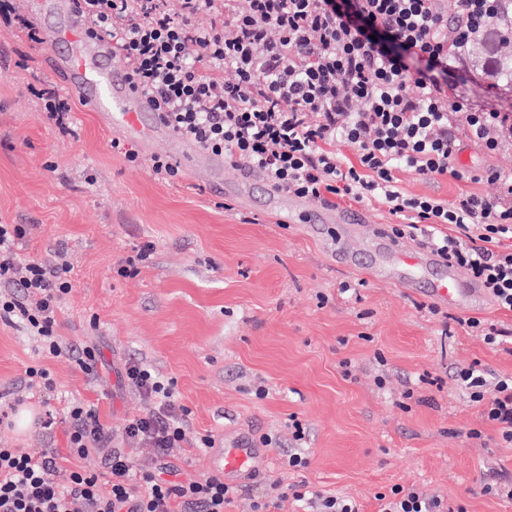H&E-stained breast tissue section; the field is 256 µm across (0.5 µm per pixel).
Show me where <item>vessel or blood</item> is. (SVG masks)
Masks as SVG:
<instances>
[{
  "instance_id": "obj_1",
  "label": "vessel or blood",
  "mask_w": 512,
  "mask_h": 512,
  "mask_svg": "<svg viewBox=\"0 0 512 512\" xmlns=\"http://www.w3.org/2000/svg\"><path fill=\"white\" fill-rule=\"evenodd\" d=\"M60 6L63 23L43 28L47 56L63 84L78 92L84 109L94 113L105 129L136 142L145 151L164 147L187 169L204 174L225 195L251 205L250 189L258 183V176L245 173L237 179L225 178L228 163L223 156L206 152L176 134L165 115L154 110L132 85L127 70L113 65L110 44L90 38L82 0H61ZM275 212L278 223L299 225L307 236L321 239L331 260L341 266L352 265L358 252L353 241L364 237L361 252L368 257L365 268L371 278L393 281L404 292L424 296L433 304L471 308L484 305L488 298L485 288L464 277L438 252L391 237L381 227L364 233L366 219L361 210L332 205L314 210L307 208L302 198L291 196ZM261 457L259 449L240 441L224 450L215 469L225 478H234L252 470Z\"/></svg>"
}]
</instances>
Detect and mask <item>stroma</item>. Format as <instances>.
<instances>
[{
	"instance_id": "obj_1",
	"label": "stroma",
	"mask_w": 512,
	"mask_h": 512,
	"mask_svg": "<svg viewBox=\"0 0 512 512\" xmlns=\"http://www.w3.org/2000/svg\"><path fill=\"white\" fill-rule=\"evenodd\" d=\"M467 106L512 112L471 70L449 71ZM63 91L42 44L0 19V224H23V255L53 259L67 252L72 290L57 314L56 334L92 342L101 356L92 373L65 357L50 358L22 324L0 323V410L13 404L53 412L52 429L0 425V448L38 455L52 448L67 471H100L104 457L74 456L67 409L94 408L112 445L137 462L150 448L125 447V420L146 402L122 375L134 360L174 379L189 410V432L213 434L212 448H176L169 462L185 478L213 473L225 442L277 445L240 489L266 483L355 498L360 512H378L376 493L417 486L467 512H512V500L486 485L512 477V445L484 421L480 406L457 387L456 368L472 362L493 376L512 374V354L486 344L467 319L512 329V313L439 307L388 280H368L332 264L320 241L299 225L275 223L267 208L224 210L226 197L180 169L155 179L149 155L129 163L133 144L99 126L70 93L71 132L49 122L31 87ZM461 178H426L401 166L394 175L411 195L447 203L464 194L495 196L484 176L512 171V146L485 152L456 143ZM133 273L118 276V265ZM349 362L351 377L341 364ZM40 365L53 386H29L26 367ZM413 389L409 410L402 392ZM307 432L309 465L286 468L290 417ZM480 430V439L470 430Z\"/></svg>"
}]
</instances>
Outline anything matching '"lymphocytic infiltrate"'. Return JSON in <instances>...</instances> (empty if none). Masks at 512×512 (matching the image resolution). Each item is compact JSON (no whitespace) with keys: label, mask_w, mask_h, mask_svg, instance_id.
Returning <instances> with one entry per match:
<instances>
[{"label":"lymphocytic infiltrate","mask_w":512,"mask_h":512,"mask_svg":"<svg viewBox=\"0 0 512 512\" xmlns=\"http://www.w3.org/2000/svg\"><path fill=\"white\" fill-rule=\"evenodd\" d=\"M84 3L93 34L111 41L176 133L294 196L375 198L404 228L432 226L431 246L512 312V173L488 172L496 197L470 194L450 205L405 194L393 174L402 164L426 178L458 176V138L493 153L512 131V116L466 107L446 79L483 0H457L462 26L453 42L436 0H180L175 13L168 0ZM340 142L355 160L337 154ZM25 235L24 225L0 224V321L21 322L43 352L92 371L96 347L69 348L55 331L73 263L23 258ZM125 374L149 408L125 421L122 438L153 448L151 462L137 466L108 449L104 480L61 474L52 448L37 457L0 448V512H224L236 491L223 477L168 476L169 451L190 439L172 385L139 362ZM455 378L512 444V375L488 377L475 362ZM68 422L74 455L108 448L95 409L73 405ZM289 497L310 512H358L352 499L276 482L249 512H271ZM376 499L379 512H443L441 499L412 485Z\"/></svg>","instance_id":"obj_1"}]
</instances>
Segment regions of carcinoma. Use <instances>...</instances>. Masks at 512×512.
Listing matches in <instances>:
<instances>
[{
  "mask_svg": "<svg viewBox=\"0 0 512 512\" xmlns=\"http://www.w3.org/2000/svg\"><path fill=\"white\" fill-rule=\"evenodd\" d=\"M467 55L479 77L512 94V0H495L474 28Z\"/></svg>",
  "mask_w": 512,
  "mask_h": 512,
  "instance_id": "carcinoma-1",
  "label": "carcinoma"
}]
</instances>
